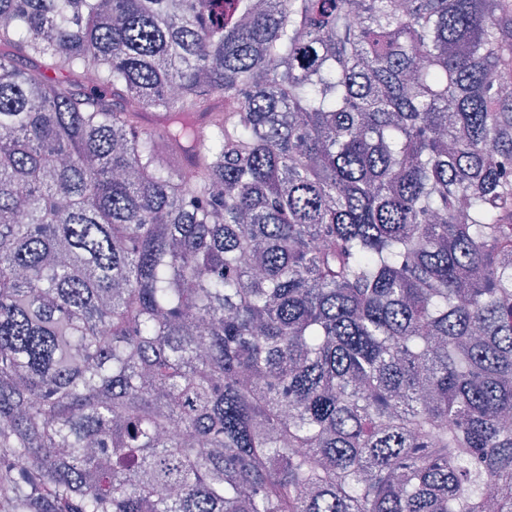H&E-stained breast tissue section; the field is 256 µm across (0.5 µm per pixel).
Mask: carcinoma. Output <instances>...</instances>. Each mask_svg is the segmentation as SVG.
I'll return each instance as SVG.
<instances>
[{"label":"carcinoma","mask_w":512,"mask_h":512,"mask_svg":"<svg viewBox=\"0 0 512 512\" xmlns=\"http://www.w3.org/2000/svg\"><path fill=\"white\" fill-rule=\"evenodd\" d=\"M509 86L512 0H0V512H512Z\"/></svg>","instance_id":"1"}]
</instances>
